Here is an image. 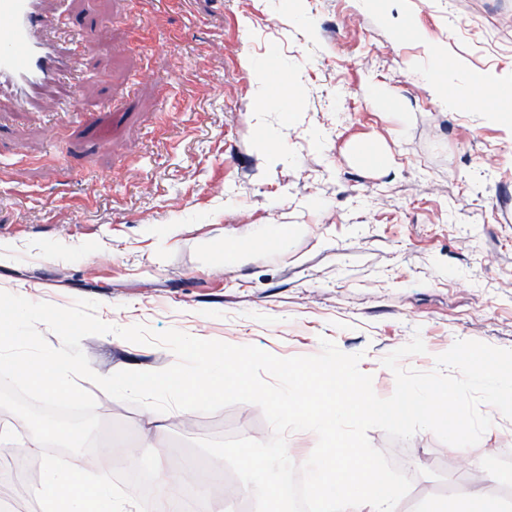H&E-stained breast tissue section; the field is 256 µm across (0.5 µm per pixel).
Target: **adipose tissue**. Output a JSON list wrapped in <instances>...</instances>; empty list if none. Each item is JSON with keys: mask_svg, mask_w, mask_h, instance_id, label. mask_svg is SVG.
I'll list each match as a JSON object with an SVG mask.
<instances>
[{"mask_svg": "<svg viewBox=\"0 0 512 512\" xmlns=\"http://www.w3.org/2000/svg\"><path fill=\"white\" fill-rule=\"evenodd\" d=\"M422 75L432 77L441 100L456 112L481 108L498 114L512 103V83H493L482 73L472 72L453 76L445 56L429 57L419 64ZM495 479L478 474L472 481L460 485L444 505L445 512H499L500 502L493 491Z\"/></svg>", "mask_w": 512, "mask_h": 512, "instance_id": "adipose-tissue-1", "label": "adipose tissue"}]
</instances>
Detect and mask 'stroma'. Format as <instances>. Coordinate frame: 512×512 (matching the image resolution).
<instances>
[{"label":"stroma","mask_w":512,"mask_h":512,"mask_svg":"<svg viewBox=\"0 0 512 512\" xmlns=\"http://www.w3.org/2000/svg\"><path fill=\"white\" fill-rule=\"evenodd\" d=\"M66 24L56 44H88L61 80L75 111L0 101V291L59 307L96 301L118 327L144 324L313 356L322 339L361 354L375 393L383 358L420 335L402 367L435 369L456 340L512 349V122L438 103L414 63L512 82V0H300L303 28L278 0H44ZM393 102L371 103L369 88ZM289 89L292 117L276 100ZM374 142L389 157L365 167ZM284 235L268 248L269 226ZM244 251L226 263V244ZM92 370L159 371L169 349L91 334ZM112 426L113 457L191 441L268 440L262 410L176 411L163 430L147 408L81 380ZM411 479L396 512H437L471 465L512 472V420L449 450L423 430L368 433Z\"/></svg>","instance_id":"1"}]
</instances>
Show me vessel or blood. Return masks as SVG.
Instances as JSON below:
<instances>
[{
  "label": "vessel or blood",
  "mask_w": 512,
  "mask_h": 512,
  "mask_svg": "<svg viewBox=\"0 0 512 512\" xmlns=\"http://www.w3.org/2000/svg\"><path fill=\"white\" fill-rule=\"evenodd\" d=\"M45 25L42 0H0V93L26 112L48 98L68 58L41 38Z\"/></svg>",
  "instance_id": "vessel-or-blood-1"
}]
</instances>
